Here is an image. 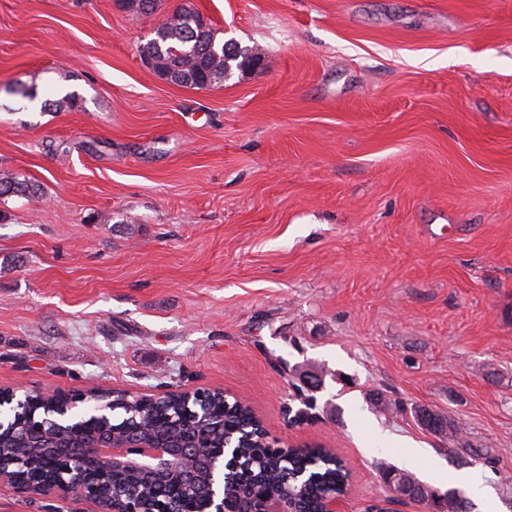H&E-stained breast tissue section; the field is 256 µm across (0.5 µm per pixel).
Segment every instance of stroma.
I'll list each match as a JSON object with an SVG mask.
<instances>
[{
	"instance_id": "35a3bbf8",
	"label": "stroma",
	"mask_w": 512,
	"mask_h": 512,
	"mask_svg": "<svg viewBox=\"0 0 512 512\" xmlns=\"http://www.w3.org/2000/svg\"><path fill=\"white\" fill-rule=\"evenodd\" d=\"M189 6L259 68L205 90L146 68ZM0 387L220 388L281 445L335 448L341 512L394 500L377 430L458 467L452 416L512 512V0H0ZM80 100L70 104L68 93ZM325 374L314 420L293 369ZM385 395L377 412L369 395ZM0 512H99L0 485ZM40 193L39 185L28 182L26 179L0 174V197L8 194L35 197ZM414 418L419 426L434 436L448 439V443L453 446L460 444V429L451 416L422 406L414 408ZM465 446L459 448H451V452H454L455 459L459 463L470 464L475 458L483 460L485 466L492 468L498 462V456L496 455L493 448H473L469 441L463 443ZM471 459V462L468 461Z\"/></svg>"
}]
</instances>
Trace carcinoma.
I'll return each mask as SVG.
<instances>
[{"mask_svg":"<svg viewBox=\"0 0 512 512\" xmlns=\"http://www.w3.org/2000/svg\"><path fill=\"white\" fill-rule=\"evenodd\" d=\"M154 39L161 51V76L167 81L189 88L212 87L222 83L235 70L260 60L258 49L243 46L230 39L217 40L211 28L204 30L187 19L172 16L160 20L154 27ZM38 185L25 179L0 174V197L8 194L35 197ZM298 382L293 384L295 395L305 401L312 399L310 390L323 387L307 386L312 377L307 369L295 370ZM112 411L118 419L112 430L156 441L171 439L198 442L206 448L224 449L237 461L238 470L224 480V509L227 512H259L261 499L287 498L297 512H317L321 496L329 491L341 493L348 473L329 449L277 448L264 437L254 422L253 411L238 400H227L218 393L206 400L186 402L178 389H172L157 400L155 396L117 394L110 398ZM53 401L37 390L28 391L10 407V415L0 422V463L6 465L20 455L39 457L43 448L64 445L78 437H91L79 427L62 429L52 418ZM418 425L436 437L454 445L460 443V429L451 416L427 407L414 409ZM455 459L468 463L475 458L495 467L498 456L492 448H475L465 443L452 449ZM383 481L393 487L399 497L424 502L432 512H470L471 503L464 492L450 488L434 489L413 474L387 463L382 464ZM193 486L185 489L184 480L160 482L143 474L117 475L107 481L99 476L91 481L102 493L135 498L143 512L172 508L175 512H200L210 494L211 477L208 467L199 464L191 472Z\"/></svg>","mask_w":512,"mask_h":512,"instance_id":"carcinoma-1","label":"carcinoma"}]
</instances>
